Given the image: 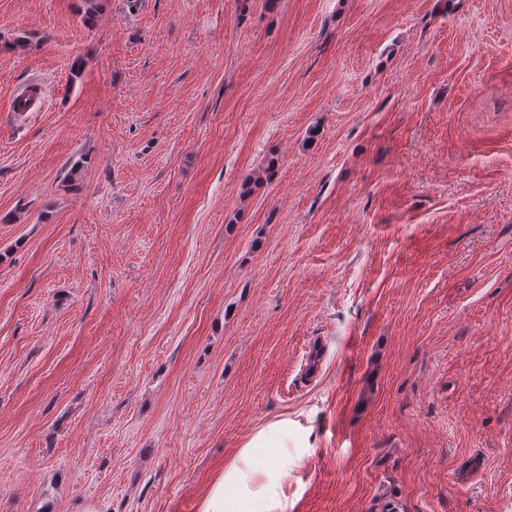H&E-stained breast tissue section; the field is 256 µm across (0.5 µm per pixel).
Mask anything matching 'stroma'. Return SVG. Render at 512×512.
I'll list each match as a JSON object with an SVG mask.
<instances>
[{
    "label": "stroma",
    "mask_w": 512,
    "mask_h": 512,
    "mask_svg": "<svg viewBox=\"0 0 512 512\" xmlns=\"http://www.w3.org/2000/svg\"><path fill=\"white\" fill-rule=\"evenodd\" d=\"M280 417L288 512H512V0H0V512Z\"/></svg>",
    "instance_id": "1"
}]
</instances>
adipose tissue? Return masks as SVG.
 <instances>
[{
    "label": "adipose tissue",
    "mask_w": 512,
    "mask_h": 512,
    "mask_svg": "<svg viewBox=\"0 0 512 512\" xmlns=\"http://www.w3.org/2000/svg\"><path fill=\"white\" fill-rule=\"evenodd\" d=\"M312 432L285 419L255 431L214 475L199 512H287L288 467L310 455Z\"/></svg>",
    "instance_id": "obj_1"
}]
</instances>
